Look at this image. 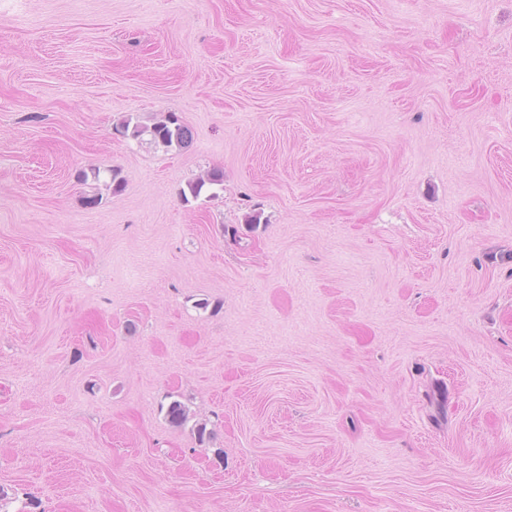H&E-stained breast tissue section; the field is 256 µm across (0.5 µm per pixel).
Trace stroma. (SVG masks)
Listing matches in <instances>:
<instances>
[{"label":"stroma","instance_id":"1","mask_svg":"<svg viewBox=\"0 0 512 512\" xmlns=\"http://www.w3.org/2000/svg\"><path fill=\"white\" fill-rule=\"evenodd\" d=\"M0 512H512V0H0ZM130 133L135 139L147 136L151 143L162 145L165 148L186 147L191 140L190 129L173 112L153 119L150 124H136Z\"/></svg>","mask_w":512,"mask_h":512}]
</instances>
